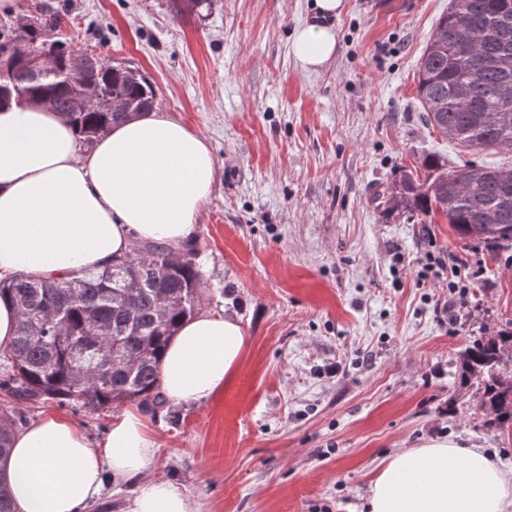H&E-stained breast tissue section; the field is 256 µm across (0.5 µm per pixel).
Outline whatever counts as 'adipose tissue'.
<instances>
[{"mask_svg":"<svg viewBox=\"0 0 512 512\" xmlns=\"http://www.w3.org/2000/svg\"><path fill=\"white\" fill-rule=\"evenodd\" d=\"M291 50L307 69L336 52L331 28L308 24ZM215 179L205 139L157 113L114 125L84 147L62 113L43 104L0 110V279L63 281L128 253L134 240L178 245ZM247 345L240 321L202 313L185 320L161 363L167 402L193 405L223 389ZM157 444L146 415L124 410L93 447L74 422L48 413L16 433L0 462L15 512H86L115 484L139 490L126 512H199L170 483L151 478ZM369 512H512V472L481 448L449 440L407 449L382 465Z\"/></svg>","mask_w":512,"mask_h":512,"instance_id":"adipose-tissue-1","label":"adipose tissue"}]
</instances>
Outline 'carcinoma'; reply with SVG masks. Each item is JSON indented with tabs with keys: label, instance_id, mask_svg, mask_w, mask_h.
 <instances>
[{
	"label": "carcinoma",
	"instance_id": "1",
	"mask_svg": "<svg viewBox=\"0 0 512 512\" xmlns=\"http://www.w3.org/2000/svg\"><path fill=\"white\" fill-rule=\"evenodd\" d=\"M215 0H172L175 13L210 10ZM35 22L0 29V47L34 43L51 51L57 69L35 73L16 55L0 86V104L48 102L65 114L88 144L127 117L105 106L72 108L76 83L94 84L104 97L123 99L139 112L156 100L138 69L96 57L72 74L76 51L57 37L62 18L32 6ZM418 99L429 122L466 147L512 150V0H449L418 63ZM506 167L469 161L448 169L436 159L406 170L392 190L375 195L386 211L439 214L463 240L490 249L512 247V190L500 182ZM203 279L192 247L181 257L157 243L134 246L101 271L62 282L19 275L0 281V298L18 314L10 346L0 350V379L18 402L58 400L100 410L137 401L156 404L160 366L180 322L198 313ZM460 374L482 390L485 425L512 431V330L474 340L460 355ZM19 407L0 410V458L11 451Z\"/></svg>",
	"mask_w": 512,
	"mask_h": 512
}]
</instances>
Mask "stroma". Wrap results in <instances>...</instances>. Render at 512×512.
Wrapping results in <instances>:
<instances>
[{
    "label": "stroma",
    "instance_id": "1",
    "mask_svg": "<svg viewBox=\"0 0 512 512\" xmlns=\"http://www.w3.org/2000/svg\"><path fill=\"white\" fill-rule=\"evenodd\" d=\"M42 2L64 9L74 46L141 70L156 111L204 136L216 162L190 238L200 310L239 319L248 344L222 390L152 414L154 478L200 512H367L378 467L435 438L512 469V434L484 426L458 364L512 327V249L374 201L429 156L512 166L510 152L444 137L418 100L448 0H343L317 70L291 52L320 20L314 0H215L199 15L170 0ZM430 254L476 271L464 300L449 303L447 269L421 277ZM20 410L27 425L63 414L95 445L113 417L55 400Z\"/></svg>",
    "mask_w": 512,
    "mask_h": 512
}]
</instances>
